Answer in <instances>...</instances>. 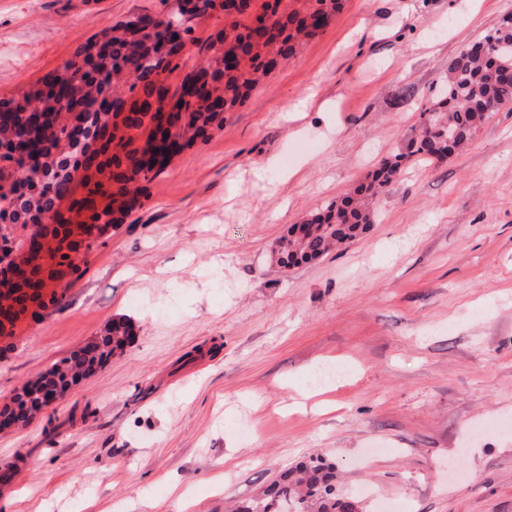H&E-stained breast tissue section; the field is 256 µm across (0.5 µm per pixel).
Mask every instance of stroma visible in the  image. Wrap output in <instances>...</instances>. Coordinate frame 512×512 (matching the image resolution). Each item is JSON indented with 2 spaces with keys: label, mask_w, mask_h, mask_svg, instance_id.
<instances>
[{
  "label": "stroma",
  "mask_w": 512,
  "mask_h": 512,
  "mask_svg": "<svg viewBox=\"0 0 512 512\" xmlns=\"http://www.w3.org/2000/svg\"><path fill=\"white\" fill-rule=\"evenodd\" d=\"M173 3L0 0V96ZM510 12L341 0L174 156L66 306L0 351L1 405L113 319L135 326L100 373L0 431V512H224L312 455L336 460L362 512H512V112L446 162L406 161L360 236L309 264L271 261L292 225L405 149L449 61ZM338 366L308 399V378Z\"/></svg>",
  "instance_id": "stroma-1"
}]
</instances>
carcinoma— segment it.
<instances>
[{
  "instance_id": "carcinoma-1",
  "label": "carcinoma",
  "mask_w": 512,
  "mask_h": 512,
  "mask_svg": "<svg viewBox=\"0 0 512 512\" xmlns=\"http://www.w3.org/2000/svg\"><path fill=\"white\" fill-rule=\"evenodd\" d=\"M224 2V27L200 47L203 61L174 88L167 75L179 68L185 45L195 42L194 24L209 14L213 0H177L176 9L157 21L178 25L182 44L163 40L160 32L140 34L133 16L79 43L59 70L23 95L0 97V241L21 252L41 233L46 216L57 225L45 242L43 264L25 279L3 282L8 292H0V309L12 318L7 326L0 323V336H13L20 317L35 318L65 302L68 286L46 288L57 268L67 267L76 280L83 275L79 250L91 243L70 240L68 225L107 228L123 221L173 156L221 128L224 113L244 106L260 79L339 8V0H303L292 10L282 0ZM482 40L484 53L468 45L449 62L442 95L420 113L406 152L384 160L365 181L304 220L307 233L295 250H283L284 266L316 260L373 223L375 201L406 159L442 162L448 140L460 153L491 115L512 110V13ZM132 334L129 321H112L100 338L56 361L18 401L37 407L43 388L123 351ZM335 479L333 464L312 457L232 512H286L287 503L293 512H355V502L336 495Z\"/></svg>"
}]
</instances>
